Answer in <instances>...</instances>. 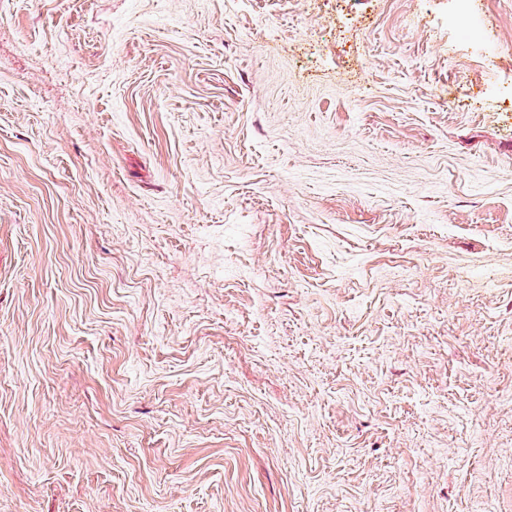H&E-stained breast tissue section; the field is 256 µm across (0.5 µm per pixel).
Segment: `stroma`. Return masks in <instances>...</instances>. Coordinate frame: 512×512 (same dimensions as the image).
I'll return each mask as SVG.
<instances>
[{
  "label": "stroma",
  "instance_id": "1",
  "mask_svg": "<svg viewBox=\"0 0 512 512\" xmlns=\"http://www.w3.org/2000/svg\"><path fill=\"white\" fill-rule=\"evenodd\" d=\"M0 0V512H512V0Z\"/></svg>",
  "mask_w": 512,
  "mask_h": 512
}]
</instances>
